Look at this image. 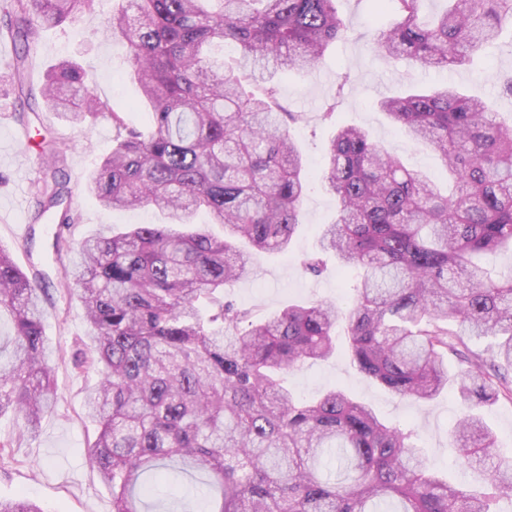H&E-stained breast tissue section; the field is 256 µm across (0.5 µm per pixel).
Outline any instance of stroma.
<instances>
[{"label":"stroma","instance_id":"stroma-1","mask_svg":"<svg viewBox=\"0 0 512 512\" xmlns=\"http://www.w3.org/2000/svg\"><path fill=\"white\" fill-rule=\"evenodd\" d=\"M119 0H96L92 12L76 21L45 30L33 55V81L61 60L78 61L86 71L90 90L109 99L128 123L143 126L147 107L139 86L127 74V47L104 33ZM336 8L347 26L344 39L331 44L317 67L308 73L291 71L278 78L279 101L295 119L290 134L313 169H320L336 124H352L368 131L371 139L395 152L406 165L426 173L440 188L448 181L431 146L409 138L376 106L385 96H402L414 88L455 84L473 97L486 100L501 121L512 122V98L497 93L500 73L512 71V24L502 27L493 46L472 56L464 67L424 69L402 60L388 63L372 50L375 33L398 20L394 9L375 11L374 0H337ZM14 48L0 38V246L10 251L26 273L40 272L48 291L43 298L44 332L54 352L53 367L59 402L45 414L36 435L18 442L10 459L0 461V499L27 495L43 512H112V494L86 459L96 427L85 413V392L97 383L92 370L81 368L88 342V326L76 296L63 288L65 267L56 258L53 238L64 232L79 242L105 226L122 229L162 220L152 208L106 209L85 190V184L113 145L112 118L101 113L86 125L73 127L55 113L40 112L28 130H21L15 114L19 101L9 75ZM335 109V120L326 112ZM40 131L58 139L63 152L61 168L72 191L71 205L80 223L59 229L55 212L37 215L32 195L45 165L26 133ZM335 196L314 182L301 206V223L288 251L253 255L251 278L225 288V299L251 309L254 317L278 313L288 302L330 301L346 306L353 297L356 272L338 274L336 260L326 256L320 276L305 271L307 257L321 253L320 235L336 216ZM26 237H19V225ZM296 396L310 399L340 389L371 405L390 424L414 430L413 441L428 462L460 489H481L483 477L461 459L450 430L459 413L455 391L434 400L415 403L394 397L382 385L360 373L343 355L308 361L286 376Z\"/></svg>","mask_w":512,"mask_h":512}]
</instances>
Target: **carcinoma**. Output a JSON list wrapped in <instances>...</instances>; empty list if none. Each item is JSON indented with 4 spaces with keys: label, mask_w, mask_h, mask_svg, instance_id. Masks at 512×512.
I'll return each mask as SVG.
<instances>
[{
    "label": "carcinoma",
    "mask_w": 512,
    "mask_h": 512,
    "mask_svg": "<svg viewBox=\"0 0 512 512\" xmlns=\"http://www.w3.org/2000/svg\"><path fill=\"white\" fill-rule=\"evenodd\" d=\"M428 24L423 0H388L400 20L377 33L373 52L422 67L462 66L512 21V0H445ZM94 0H9L3 29L16 46L14 89L40 108L81 125L112 116L114 146L87 191L109 209L151 206L163 224L110 229L76 248L67 290L89 323L87 363L99 376L85 397L100 426L88 461L112 490V512H148L147 479L176 501L166 463L205 472L218 491L205 512H492L512 496V455L477 406L512 401V270L499 280L474 262L512 249V124L457 87L384 97L379 108L416 140L431 144L456 187L448 195L357 126H339L327 165L311 170L278 112L274 78L309 71L347 27L335 0H123L106 36L129 48L127 63L150 108L149 126L129 125L110 101L89 92L83 68L61 61L45 71L40 96L30 81L31 50L45 27L93 9ZM240 49L217 66L206 51ZM50 177L34 185L37 215L80 222L64 206L67 181L50 140ZM320 179L337 199L321 233L342 268L361 269L350 308L293 302L254 320L223 300L224 288L251 276L252 251L288 249L302 200ZM224 227L182 232L198 213ZM40 281L0 245V416L18 436L33 435L57 398L51 347L41 320ZM345 353L360 373L401 399L427 401L448 387L457 362L461 412L453 438L462 459L486 477V490L448 485L423 458L413 432L384 422L343 391L297 399L282 375ZM494 336L487 352L468 341ZM0 512H42L25 497Z\"/></svg>",
    "instance_id": "1"
}]
</instances>
